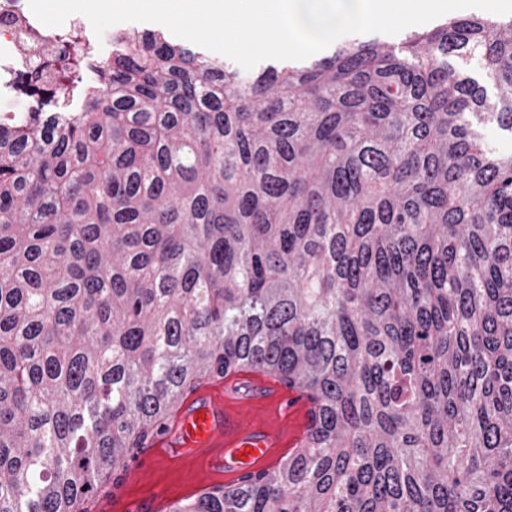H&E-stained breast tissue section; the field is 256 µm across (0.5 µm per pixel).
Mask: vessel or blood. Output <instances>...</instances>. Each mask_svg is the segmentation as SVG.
Returning a JSON list of instances; mask_svg holds the SVG:
<instances>
[{
    "label": "vessel or blood",
    "mask_w": 512,
    "mask_h": 512,
    "mask_svg": "<svg viewBox=\"0 0 512 512\" xmlns=\"http://www.w3.org/2000/svg\"><path fill=\"white\" fill-rule=\"evenodd\" d=\"M313 404L277 377L251 366L198 385L182 400L137 462L193 464L202 487L270 468L305 436Z\"/></svg>",
    "instance_id": "obj_1"
}]
</instances>
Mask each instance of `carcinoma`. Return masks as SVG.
Wrapping results in <instances>:
<instances>
[{
	"label": "carcinoma",
	"mask_w": 512,
	"mask_h": 512,
	"mask_svg": "<svg viewBox=\"0 0 512 512\" xmlns=\"http://www.w3.org/2000/svg\"><path fill=\"white\" fill-rule=\"evenodd\" d=\"M111 43L0 126V512H85L244 366L314 403L302 444L170 512H512V19L252 75Z\"/></svg>",
	"instance_id": "cac0c4a2"
}]
</instances>
